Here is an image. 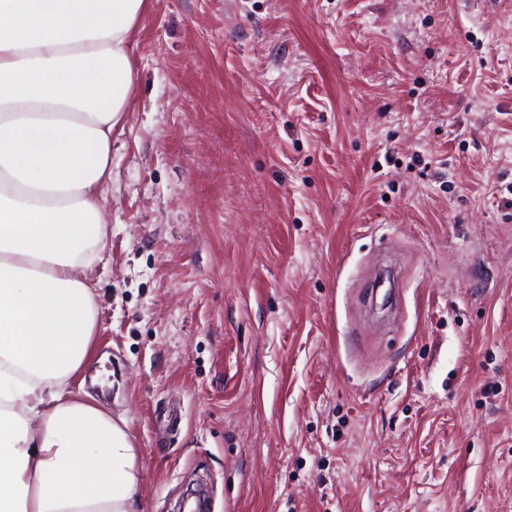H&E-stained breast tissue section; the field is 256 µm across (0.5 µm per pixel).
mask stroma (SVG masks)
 <instances>
[{
    "instance_id": "obj_1",
    "label": "stroma",
    "mask_w": 512,
    "mask_h": 512,
    "mask_svg": "<svg viewBox=\"0 0 512 512\" xmlns=\"http://www.w3.org/2000/svg\"><path fill=\"white\" fill-rule=\"evenodd\" d=\"M98 323L140 512H512V0H145Z\"/></svg>"
}]
</instances>
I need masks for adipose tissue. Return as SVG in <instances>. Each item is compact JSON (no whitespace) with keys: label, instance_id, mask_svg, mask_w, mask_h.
I'll return each instance as SVG.
<instances>
[{"label":"adipose tissue","instance_id":"adipose-tissue-1","mask_svg":"<svg viewBox=\"0 0 512 512\" xmlns=\"http://www.w3.org/2000/svg\"><path fill=\"white\" fill-rule=\"evenodd\" d=\"M144 4L0 0V512H138L125 419L71 379L97 325L87 270Z\"/></svg>","mask_w":512,"mask_h":512}]
</instances>
